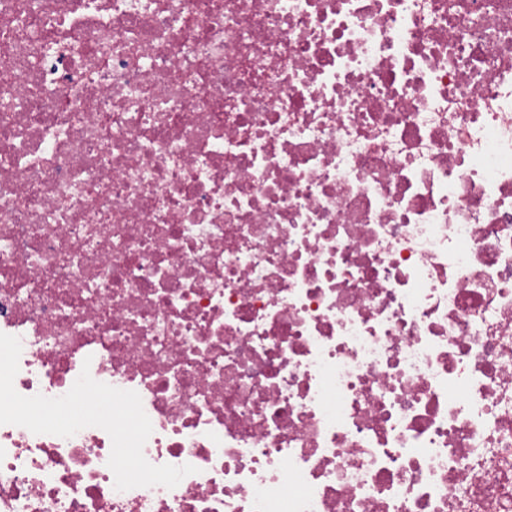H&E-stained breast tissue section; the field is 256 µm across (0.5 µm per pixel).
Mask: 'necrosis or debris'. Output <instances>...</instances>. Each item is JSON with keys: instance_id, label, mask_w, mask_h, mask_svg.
Here are the masks:
<instances>
[{"instance_id": "obj_1", "label": "necrosis or debris", "mask_w": 512, "mask_h": 512, "mask_svg": "<svg viewBox=\"0 0 512 512\" xmlns=\"http://www.w3.org/2000/svg\"><path fill=\"white\" fill-rule=\"evenodd\" d=\"M0 333L195 468L0 512H512V0H0Z\"/></svg>"}]
</instances>
